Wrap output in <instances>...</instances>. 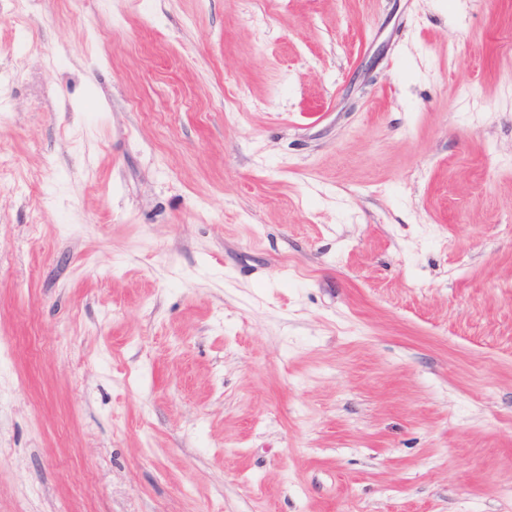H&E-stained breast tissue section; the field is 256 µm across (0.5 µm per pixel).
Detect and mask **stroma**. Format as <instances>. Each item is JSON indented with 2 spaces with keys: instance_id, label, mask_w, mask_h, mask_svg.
I'll use <instances>...</instances> for the list:
<instances>
[{
  "instance_id": "obj_1",
  "label": "stroma",
  "mask_w": 512,
  "mask_h": 512,
  "mask_svg": "<svg viewBox=\"0 0 512 512\" xmlns=\"http://www.w3.org/2000/svg\"><path fill=\"white\" fill-rule=\"evenodd\" d=\"M0 512H512V0H0Z\"/></svg>"
}]
</instances>
